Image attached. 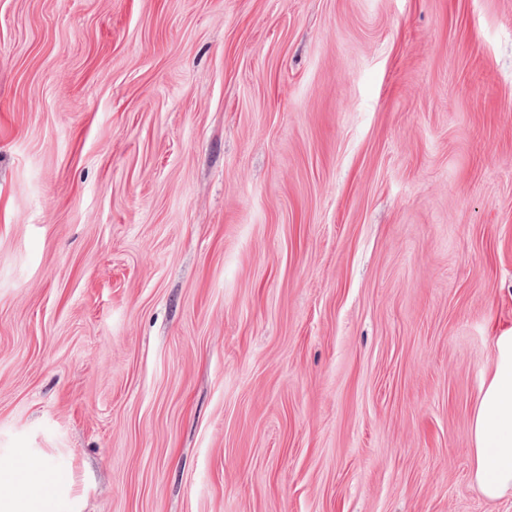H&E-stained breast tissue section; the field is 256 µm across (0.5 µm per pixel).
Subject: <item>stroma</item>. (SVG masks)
<instances>
[{
	"mask_svg": "<svg viewBox=\"0 0 512 512\" xmlns=\"http://www.w3.org/2000/svg\"><path fill=\"white\" fill-rule=\"evenodd\" d=\"M512 0H0V462L61 512H512ZM493 352L471 415L473 480L489 501L512 495V327L493 336Z\"/></svg>",
	"mask_w": 512,
	"mask_h": 512,
	"instance_id": "1",
	"label": "stroma"
}]
</instances>
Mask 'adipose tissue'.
Segmentation results:
<instances>
[{
    "mask_svg": "<svg viewBox=\"0 0 512 512\" xmlns=\"http://www.w3.org/2000/svg\"><path fill=\"white\" fill-rule=\"evenodd\" d=\"M494 358L471 415L473 480L490 501L512 495V327L493 338ZM60 487L44 463H0V512H59Z\"/></svg>",
    "mask_w": 512,
    "mask_h": 512,
    "instance_id": "adipose-tissue-1",
    "label": "adipose tissue"
}]
</instances>
